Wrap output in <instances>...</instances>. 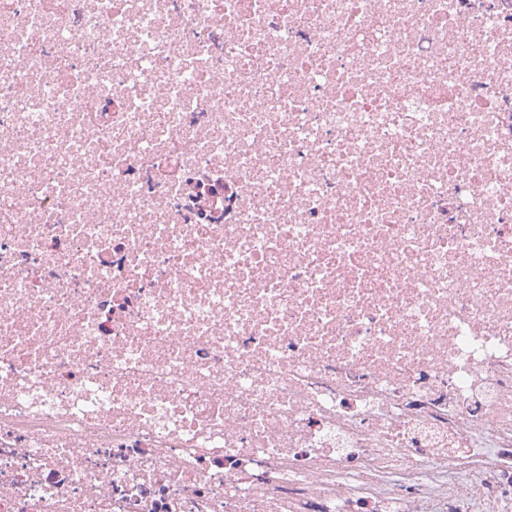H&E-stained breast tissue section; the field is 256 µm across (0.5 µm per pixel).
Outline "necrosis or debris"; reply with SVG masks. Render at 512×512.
I'll list each match as a JSON object with an SVG mask.
<instances>
[{"instance_id": "4bbe7bcc", "label": "necrosis or debris", "mask_w": 512, "mask_h": 512, "mask_svg": "<svg viewBox=\"0 0 512 512\" xmlns=\"http://www.w3.org/2000/svg\"><path fill=\"white\" fill-rule=\"evenodd\" d=\"M0 512H512V0H0Z\"/></svg>"}]
</instances>
